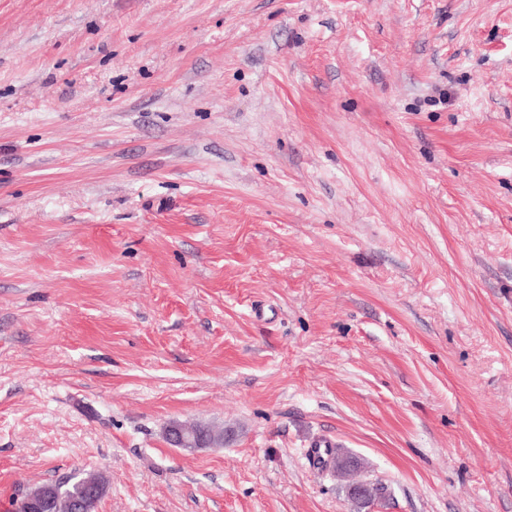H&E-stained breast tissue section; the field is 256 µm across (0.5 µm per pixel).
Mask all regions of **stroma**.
I'll list each match as a JSON object with an SVG mask.
<instances>
[{
    "label": "stroma",
    "instance_id": "1",
    "mask_svg": "<svg viewBox=\"0 0 512 512\" xmlns=\"http://www.w3.org/2000/svg\"><path fill=\"white\" fill-rule=\"evenodd\" d=\"M89 471L512 512V0H0V512ZM185 428L194 431V432H200L204 436V446H210L216 443H220L223 441V437L221 435H215L210 430L205 429L201 426L193 425V426H186ZM183 426H173L169 428V431H167L168 439L169 441L181 448H197V437L194 433H190L188 430H186ZM335 446L336 444L330 438L319 439L311 445V448H314L312 455L316 454V448H318V451H321V448H328V472L335 474L337 477L345 478L359 469L360 463L356 458L344 452L343 448L337 446L335 448Z\"/></svg>",
    "mask_w": 512,
    "mask_h": 512
}]
</instances>
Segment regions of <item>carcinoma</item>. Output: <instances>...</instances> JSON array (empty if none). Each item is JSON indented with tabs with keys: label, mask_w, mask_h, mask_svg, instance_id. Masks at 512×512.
Returning <instances> with one entry per match:
<instances>
[{
	"label": "carcinoma",
	"mask_w": 512,
	"mask_h": 512,
	"mask_svg": "<svg viewBox=\"0 0 512 512\" xmlns=\"http://www.w3.org/2000/svg\"><path fill=\"white\" fill-rule=\"evenodd\" d=\"M328 472L344 478L360 468L359 461L340 447L328 449ZM94 476L47 483L26 493V499L38 504L34 512H96L106 493L105 483L92 484Z\"/></svg>",
	"instance_id": "obj_1"
}]
</instances>
